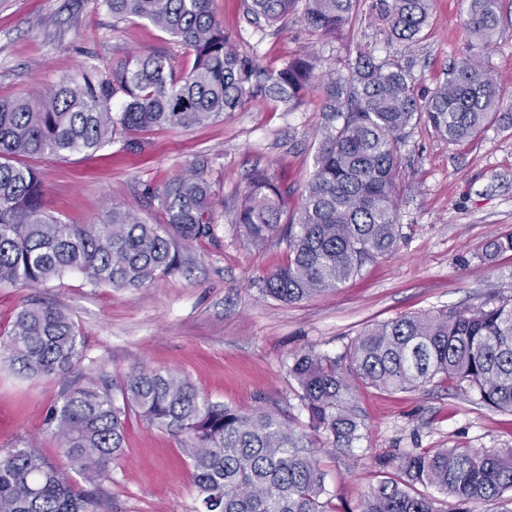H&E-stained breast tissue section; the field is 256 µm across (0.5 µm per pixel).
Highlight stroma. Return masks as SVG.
Returning <instances> with one entry per match:
<instances>
[{
  "label": "stroma",
  "instance_id": "1",
  "mask_svg": "<svg viewBox=\"0 0 512 512\" xmlns=\"http://www.w3.org/2000/svg\"><path fill=\"white\" fill-rule=\"evenodd\" d=\"M373 0H360L358 18L336 37L305 24L302 14L264 39L243 35L241 52L277 69L302 51L315 52L321 71L347 72L360 49L396 55L399 43L377 35ZM470 0H431L433 24L415 48L416 90L424 94L459 60L469 39ZM163 55L175 72L193 57L148 22L114 23L101 0H0V97L31 95L84 65L112 69L131 55ZM503 87L501 109L512 113V30L485 50ZM322 114L318 99L286 112L276 103L241 110L189 129L147 134L145 151L123 147V135L94 154L36 158L49 209L70 224L96 223L113 205L149 223L163 216L153 194L188 170H200L218 202L216 236L185 253L189 272L143 288L91 287L71 273L34 288L0 284V327L39 300L64 308L78 326L81 357L66 377L25 376L0 364V455L34 446L62 462L55 426L47 422L74 383L120 385L135 368L174 370L206 396L247 411H276L308 428L288 373L295 355L328 357L372 324L404 314L476 307L493 293L512 295V252L481 257L490 240L512 233V127H489L455 145L421 123L399 153L401 239L390 254L368 261L336 291L285 303L267 296L264 279L286 257L281 236L263 249L249 246L233 207L253 167L288 183L297 212L314 171ZM363 426L353 448L333 449L317 434L332 512H360L365 492L395 473L413 448H512V415L441 384L413 392L371 386L353 391ZM106 512H195L190 463L176 438L130 414L112 476L100 485Z\"/></svg>",
  "mask_w": 512,
  "mask_h": 512
}]
</instances>
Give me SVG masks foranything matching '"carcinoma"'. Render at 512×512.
Listing matches in <instances>:
<instances>
[{
  "mask_svg": "<svg viewBox=\"0 0 512 512\" xmlns=\"http://www.w3.org/2000/svg\"><path fill=\"white\" fill-rule=\"evenodd\" d=\"M212 0H103L119 20H145L194 56L177 74L162 57L140 56L112 70L88 65L44 95L0 99V283L37 287L71 272L92 287L140 288L183 272L180 245L215 236V198L191 171L155 196L165 220L150 224L119 204L96 224H68L49 214L37 171L19 157L66 158L99 150L117 131L142 151L154 129L203 125L256 101L298 108L320 93L323 124L298 213L282 221L288 186L266 169L248 174L236 206L242 238L258 248L286 224L287 260L265 278V292L293 303L333 292L363 265L393 251L398 159L407 129L423 121L450 144L467 142L500 121L502 86L485 67L483 49L506 29L501 0H471L474 42L427 95L415 91L412 47L430 23V0H376L396 58L359 52L344 75L316 73L300 54L262 69L238 49ZM334 36L352 21L358 0H243L252 33L262 36L295 13ZM79 331L64 310L30 303L0 334V362L27 375L65 376L81 357ZM311 428L351 448L361 421L349 404L366 384L410 392L441 381L512 413V296L437 314L402 315L367 328L343 356L303 353L289 367ZM121 398L104 385L67 387L48 412L66 464L86 486L35 448L0 455V512H103L96 487L123 448L127 414L179 439L197 489L196 512H330L315 442L265 408L241 411L202 394L185 376L132 371ZM417 485L436 488L476 512L512 494V448H414L397 473L369 488L361 512H438Z\"/></svg>",
  "mask_w": 512,
  "mask_h": 512,
  "instance_id": "obj_1",
  "label": "carcinoma"
}]
</instances>
